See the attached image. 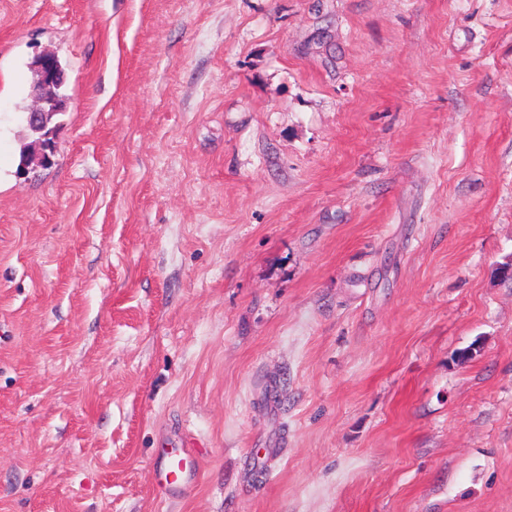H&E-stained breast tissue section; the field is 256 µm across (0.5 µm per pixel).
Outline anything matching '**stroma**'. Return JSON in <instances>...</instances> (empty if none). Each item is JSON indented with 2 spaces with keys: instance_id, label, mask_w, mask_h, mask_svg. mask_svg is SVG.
Returning <instances> with one entry per match:
<instances>
[{
  "instance_id": "obj_1",
  "label": "stroma",
  "mask_w": 512,
  "mask_h": 512,
  "mask_svg": "<svg viewBox=\"0 0 512 512\" xmlns=\"http://www.w3.org/2000/svg\"><path fill=\"white\" fill-rule=\"evenodd\" d=\"M511 259L512 0H0V512H512ZM51 57L50 55L43 57L39 65V77L35 82L40 91L39 100L42 104L52 96L55 87L61 79V74ZM43 112H45V117H44V124L42 127L32 126L28 121V117L26 118L27 126H28L29 130L32 131L33 133L39 134V138L43 137V142H44V145L46 146V150L50 151L52 149V145H51V142L47 141V139L50 138L49 137L50 133L47 134L46 136H43V135L46 131L51 130L49 127V124L51 123L53 116H55L59 112H62V110H59L58 106L53 101L52 103H47L44 105ZM43 112H42V106H39V108H37L31 112L32 118H33L35 124H39L38 122L42 119ZM187 460L177 453H168L160 471V480L165 485L180 483L186 474Z\"/></svg>"
}]
</instances>
